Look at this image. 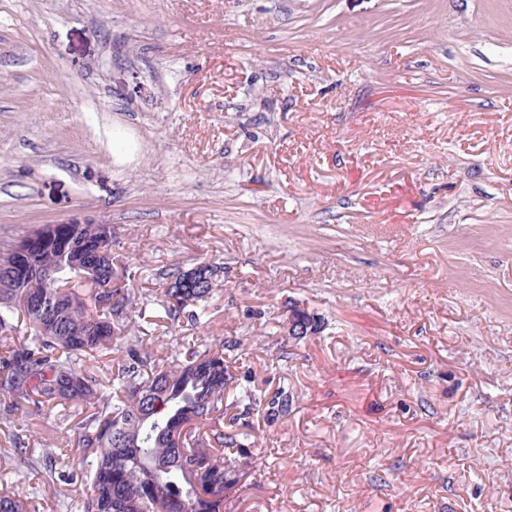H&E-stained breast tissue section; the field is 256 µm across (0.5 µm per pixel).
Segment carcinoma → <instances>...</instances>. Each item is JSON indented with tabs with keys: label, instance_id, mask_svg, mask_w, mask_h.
Masks as SVG:
<instances>
[{
	"label": "carcinoma",
	"instance_id": "1",
	"mask_svg": "<svg viewBox=\"0 0 512 512\" xmlns=\"http://www.w3.org/2000/svg\"><path fill=\"white\" fill-rule=\"evenodd\" d=\"M112 225L56 224L16 249L0 251V335L29 324L25 339L0 352V390L34 411L82 404L93 412L78 440L90 460L82 512H229L243 487L248 435L224 427L232 378L224 350L188 347L165 368L152 364L141 341H130L107 367L112 391L80 365L94 352L109 355L127 338L134 313V273L112 258ZM158 273L168 316L197 325L222 285L224 267L198 263ZM245 414L274 417L288 408L282 391L268 399L244 391ZM0 512H28L19 496L0 494Z\"/></svg>",
	"mask_w": 512,
	"mask_h": 512
}]
</instances>
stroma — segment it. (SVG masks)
I'll list each match as a JSON object with an SVG mask.
<instances>
[{
	"label": "stroma",
	"instance_id": "35a3bbf8",
	"mask_svg": "<svg viewBox=\"0 0 512 512\" xmlns=\"http://www.w3.org/2000/svg\"><path fill=\"white\" fill-rule=\"evenodd\" d=\"M87 220L156 365L287 391L234 512H512V0H0V249ZM85 415L0 391V490L82 512ZM199 271L192 279H185L182 268L160 270L158 286L162 306L168 316L179 320L183 316L188 323L197 325L205 318L206 302L213 292L222 285L224 267L216 262H200ZM295 306L288 310L287 325L289 336H310L315 334L317 328L319 329L317 317L309 313L305 308H301L299 305ZM297 309L303 310L309 318L303 321L302 317L297 316Z\"/></svg>",
	"mask_w": 512,
	"mask_h": 512
}]
</instances>
